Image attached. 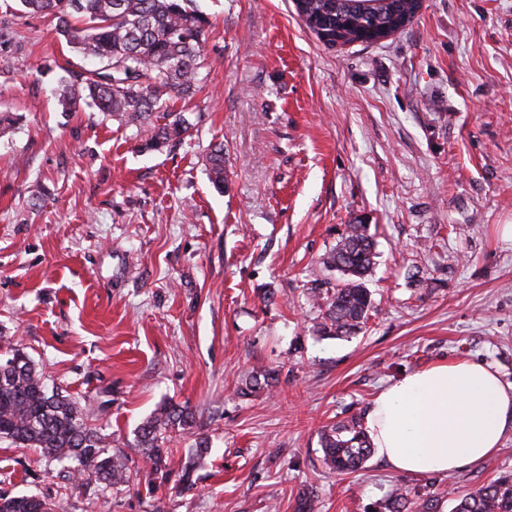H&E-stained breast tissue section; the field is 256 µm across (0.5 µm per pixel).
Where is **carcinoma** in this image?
Listing matches in <instances>:
<instances>
[{
  "label": "carcinoma",
  "mask_w": 512,
  "mask_h": 512,
  "mask_svg": "<svg viewBox=\"0 0 512 512\" xmlns=\"http://www.w3.org/2000/svg\"><path fill=\"white\" fill-rule=\"evenodd\" d=\"M25 13L51 17L55 34L77 52L98 60L99 66L65 82L56 91L64 112L82 103L147 132L143 147L157 149L179 143L190 135L191 124L181 112H161L173 98H190L199 89L205 65L209 21L194 0H20ZM298 15L310 29L336 30L341 20L356 19L385 34L411 18L419 0H383L365 13L360 0H294ZM211 182L224 185V145H213L207 156ZM374 242L366 224H348L323 264L341 274L334 287L314 289L313 297L325 311L313 327L319 338L350 337L360 333L374 308L365 281L374 266ZM274 368L248 373L237 394L250 398L272 389ZM197 426L188 405L164 401L135 430L127 450L115 456L105 452L106 435L89 419L86 409L67 391H48L44 375L20 349L7 347L0 357V440L18 448H34L42 457L69 463L78 484L89 478L105 487L133 481L125 458L138 454L161 475L169 472L175 433ZM323 463L331 471L348 474L360 469L373 452L362 418L354 415L325 427L320 434ZM209 451L208 438H195L179 481L193 486L194 472ZM431 495L411 497L395 487L381 505L383 512H435ZM0 512H63L49 496L3 497ZM453 512H512V473L460 496Z\"/></svg>",
  "instance_id": "obj_1"
}]
</instances>
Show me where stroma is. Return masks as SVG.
<instances>
[{
	"mask_svg": "<svg viewBox=\"0 0 512 512\" xmlns=\"http://www.w3.org/2000/svg\"><path fill=\"white\" fill-rule=\"evenodd\" d=\"M209 17L183 143L54 88L91 68L0 0V341L67 390L118 454L164 399L188 403L211 452L187 490L178 437L154 495L96 483L64 512H379L388 492L459 495L512 473V431L486 462L414 476L370 457L322 463L319 432L366 415L403 374L475 361L512 384V0H422L404 30L328 45L293 0H197ZM224 145V187L206 155ZM369 224L374 309L349 339H320L311 289L346 224ZM272 301H264L265 291ZM272 366L270 393L237 382ZM59 462L0 441V494L56 492Z\"/></svg>",
	"mask_w": 512,
	"mask_h": 512,
	"instance_id": "stroma-1",
	"label": "stroma"
}]
</instances>
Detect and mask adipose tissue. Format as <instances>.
<instances>
[{
  "label": "adipose tissue",
  "mask_w": 512,
  "mask_h": 512,
  "mask_svg": "<svg viewBox=\"0 0 512 512\" xmlns=\"http://www.w3.org/2000/svg\"><path fill=\"white\" fill-rule=\"evenodd\" d=\"M365 427L377 456L394 470L461 471L493 457L512 430V384L480 363H439L384 388Z\"/></svg>",
  "instance_id": "1"
}]
</instances>
